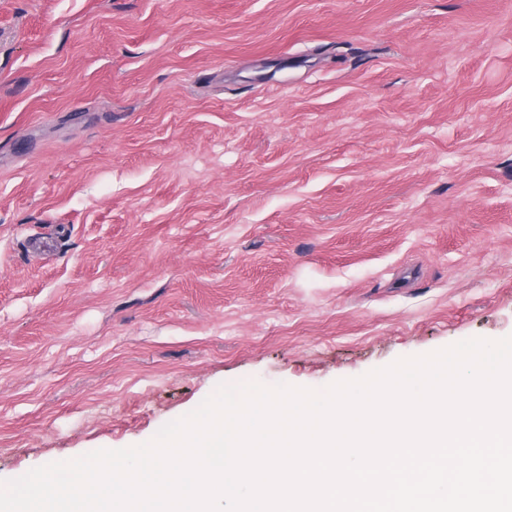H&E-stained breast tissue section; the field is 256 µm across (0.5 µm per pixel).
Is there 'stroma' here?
<instances>
[{
  "mask_svg": "<svg viewBox=\"0 0 512 512\" xmlns=\"http://www.w3.org/2000/svg\"><path fill=\"white\" fill-rule=\"evenodd\" d=\"M509 335L512 0H0V483Z\"/></svg>",
  "mask_w": 512,
  "mask_h": 512,
  "instance_id": "obj_1",
  "label": "stroma"
}]
</instances>
